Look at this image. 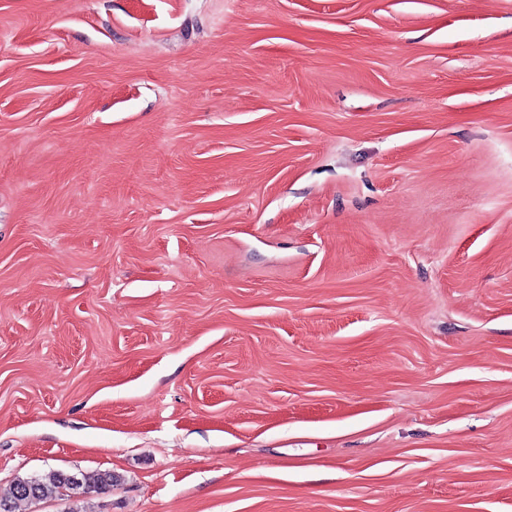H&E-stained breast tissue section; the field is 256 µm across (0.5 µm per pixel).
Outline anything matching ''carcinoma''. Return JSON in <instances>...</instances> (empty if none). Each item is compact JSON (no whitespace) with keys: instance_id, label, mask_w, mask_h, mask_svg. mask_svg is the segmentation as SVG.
Listing matches in <instances>:
<instances>
[{"instance_id":"1","label":"carcinoma","mask_w":512,"mask_h":512,"mask_svg":"<svg viewBox=\"0 0 512 512\" xmlns=\"http://www.w3.org/2000/svg\"><path fill=\"white\" fill-rule=\"evenodd\" d=\"M117 481L118 476L110 471L84 477L78 483L62 472L21 478L16 480L8 494L0 495V512H14L18 501L71 499L92 492L101 493Z\"/></svg>"}]
</instances>
